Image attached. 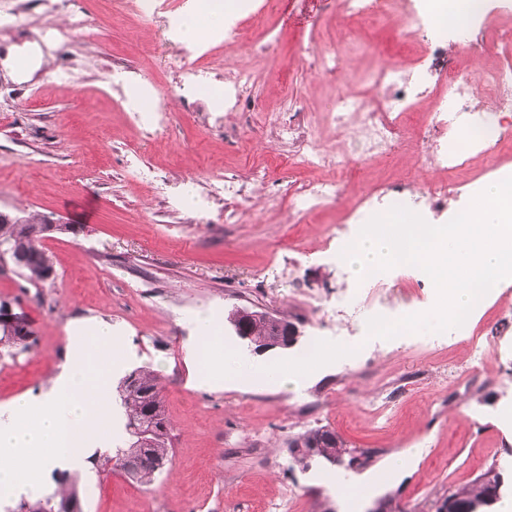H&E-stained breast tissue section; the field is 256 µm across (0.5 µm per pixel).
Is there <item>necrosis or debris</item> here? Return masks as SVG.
<instances>
[{
	"instance_id": "1",
	"label": "necrosis or debris",
	"mask_w": 512,
	"mask_h": 512,
	"mask_svg": "<svg viewBox=\"0 0 512 512\" xmlns=\"http://www.w3.org/2000/svg\"><path fill=\"white\" fill-rule=\"evenodd\" d=\"M442 2L338 0L337 7L349 21L389 20L397 13L418 18L421 24L414 39L421 47L434 51L462 44L470 52L490 46L497 56L512 54V0H481L480 9L462 30L430 25V16ZM69 3L70 0H55L52 10L63 14L64 20H46L52 39L67 45L79 33L90 42L101 40L102 32L89 25L84 12L70 9ZM112 11L119 17L133 14L161 22V41H175L179 15L168 10L162 0H114ZM261 17L253 0H244L241 17L225 19L223 30L212 35V48L203 52L196 63L181 66V85L191 88L216 82L223 67V47L242 40L244 21L257 22ZM375 82L376 90L371 94L339 92L335 111L327 115L328 124L335 127L337 136H351V150L368 157H384L396 148L411 113L418 110L421 101L437 96L445 105L428 116L424 128L428 146L420 163L424 168L443 171L446 178L412 198L398 190L378 187L355 208L350 223H366L396 205H410L423 214H439L452 186V175L470 171L473 161L484 155L495 154L504 161L512 158V69L496 64L465 74L455 59L431 63L422 55L410 63L383 67ZM277 134L280 140L291 144L296 164L325 173L324 178L303 181L294 187L289 216L312 215L336 201L345 189L337 174L346 166V152L329 150L299 122L279 121Z\"/></svg>"
}]
</instances>
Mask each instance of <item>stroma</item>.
<instances>
[{
  "label": "stroma",
  "instance_id": "obj_1",
  "mask_svg": "<svg viewBox=\"0 0 512 512\" xmlns=\"http://www.w3.org/2000/svg\"><path fill=\"white\" fill-rule=\"evenodd\" d=\"M75 3L106 34L95 45L76 37L69 46L85 68L82 87L59 82L57 50L42 26L0 39V99L16 102L15 111L0 112V210H35L78 229L44 242L54 280L34 286L13 267L0 270V302L25 313L39 338L31 351L0 357V406L45 391L64 361L70 323L95 318L111 322L127 354L117 377L141 367L159 374L173 427L172 470L152 486L117 467L100 473L83 464L80 485L97 487L95 497L82 498L83 512H369L386 495L407 512H432L436 499L493 464L511 487L512 423L502 412L512 409V280L473 313L490 357L473 371L476 386L456 394L445 371L449 359L463 360L466 337L417 332L412 345L377 349L367 334L376 310H431L436 296L427 276L397 266L360 280L334 260L343 234L359 230L341 220L360 198L382 183L426 186L417 161L425 148L420 132L407 133L414 149L399 151L389 170L350 154L345 195L318 214L292 222L287 210L265 204L278 188L315 175L290 164L289 145L274 134L270 117L284 108V95L297 98L315 136L336 144L321 121L334 109L336 86L304 65L300 44L352 41L351 80L364 89L388 57H415L397 35L414 32L418 20L351 24L325 0H276L269 23L280 36L277 55L253 56L246 44L224 55L225 71L252 73L249 113L233 125L221 112L201 123L210 101L200 90L170 98L165 125L146 133L116 107L104 61L119 57L173 85L181 60L195 59V47L177 56L157 43L154 22L131 15L114 24L108 0ZM224 169L263 175L252 197L237 201L236 224L225 223L220 203L211 222H197L192 212L169 207L143 177L153 171L182 194ZM239 307L288 316L301 330L293 347L256 353L223 328L220 343L242 359L295 363L315 339L342 345L349 355L292 389L246 370L212 388L196 387L186 358L196 339L194 316L225 317ZM380 393L391 407L386 420L368 407ZM325 425L349 448L372 452V465L355 472L323 460L297 464L289 440ZM404 451L413 452L412 462L388 471L389 459ZM347 478L362 484L348 500L336 493Z\"/></svg>",
  "mask_w": 512,
  "mask_h": 512
}]
</instances>
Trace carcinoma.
Returning a JSON list of instances; mask_svg holds the SVG:
<instances>
[{"instance_id": "carcinoma-1", "label": "carcinoma", "mask_w": 512, "mask_h": 512, "mask_svg": "<svg viewBox=\"0 0 512 512\" xmlns=\"http://www.w3.org/2000/svg\"><path fill=\"white\" fill-rule=\"evenodd\" d=\"M43 219V215L34 213L26 215L24 224L0 223V251L16 246L30 252L29 259L18 267V272L33 286L44 282L46 268L53 265L40 239L31 237L34 225ZM228 318L245 323L250 334L249 343L257 348L273 344L278 337V323L288 321L285 316L269 318L264 312L252 308H237L229 313ZM119 395L127 413L126 430L153 426L162 430V433L149 445L140 443L139 438L134 436L129 447L117 449L115 456H107L101 462L97 460L95 465L105 468L114 462L140 483L149 485L162 471V465L171 458V424L164 407L160 379L148 368L136 369L122 379ZM289 447L308 448L312 450V458L327 461L332 457L353 454V450L347 448L344 441L326 426L298 434L289 443ZM502 484L501 473L492 465L470 484L448 494L446 499L452 501L459 512H472L474 509L478 512H493L494 505L502 497V491L499 490ZM69 500H79L78 481L64 476L59 480L55 493L35 501L21 500L15 512H58V505Z\"/></svg>"}]
</instances>
